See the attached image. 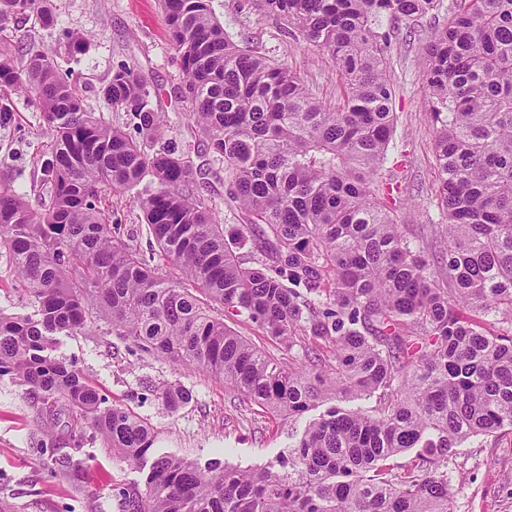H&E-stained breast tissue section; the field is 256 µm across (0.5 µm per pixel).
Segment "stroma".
Masks as SVG:
<instances>
[{"label": "stroma", "mask_w": 512, "mask_h": 512, "mask_svg": "<svg viewBox=\"0 0 512 512\" xmlns=\"http://www.w3.org/2000/svg\"><path fill=\"white\" fill-rule=\"evenodd\" d=\"M55 28L35 18L10 17L4 24L15 40H36L63 69L72 71L85 107L103 110L101 90L117 62H127L161 100L168 117L166 134L195 164L210 163L202 142L186 124L179 97L184 77L170 42L159 0H52ZM227 34L250 43L274 62L288 64L317 97L339 103L342 85L331 56L302 37L288 34L287 20L269 14L260 0H212ZM85 39L71 52L69 34ZM429 35L421 23L394 46L391 74L397 85L396 123L389 156L397 164L402 199L395 210L408 238H424L433 254L447 247L431 227L441 221L435 200L434 131L427 114L420 54ZM16 124L0 128V168L9 171L19 193L36 200L50 138L41 114L24 96H16ZM154 189L143 181L114 204L136 244L151 235L138 200ZM52 358L74 365L113 404L127 408L156 431V453L205 465L212 459L246 467L275 459L301 436L299 419L285 426L228 389L209 373L174 364L138 349L112 333L106 320L94 329L57 336ZM172 384L190 391L177 412H169L156 386ZM144 467L117 462L99 436L87 434L81 448L65 439L64 427L46 433L37 396L0 377V512H123L122 490L142 484ZM456 512H512V430L464 442L448 466Z\"/></svg>", "instance_id": "35a3bbf8"}]
</instances>
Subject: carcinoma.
Listing matches in <instances>:
<instances>
[{"label":"carcinoma","instance_id":"cac0c4a2","mask_svg":"<svg viewBox=\"0 0 512 512\" xmlns=\"http://www.w3.org/2000/svg\"><path fill=\"white\" fill-rule=\"evenodd\" d=\"M211 0H162L184 76L187 124L224 167L245 223L231 237L198 194L213 173L165 140L155 95L126 63L102 90L133 132L85 109L54 57L0 31V127L23 92L50 131L46 193L33 205L0 178V255L34 314H0V376L67 414L127 465L153 457L124 512H454L448 463L474 436L512 429V334L483 317L512 312V0H451L422 69L435 130L436 197L447 249L429 257L395 222L392 41L439 0H262L328 52L343 103L313 96L287 64L241 46ZM55 25L48 0H0V17ZM139 200L156 248L124 240L112 198L144 179ZM257 241L247 261L241 246ZM179 276L159 274L155 259ZM467 309L474 316L463 315ZM138 348L209 372L291 423L329 407L288 453L241 468L154 455L153 429L114 406L72 365L48 355L55 336L88 328L90 311ZM244 317L280 344L268 356L227 321ZM175 412L191 394L159 392ZM426 448L405 464L393 459Z\"/></svg>","mask_w":512,"mask_h":512}]
</instances>
